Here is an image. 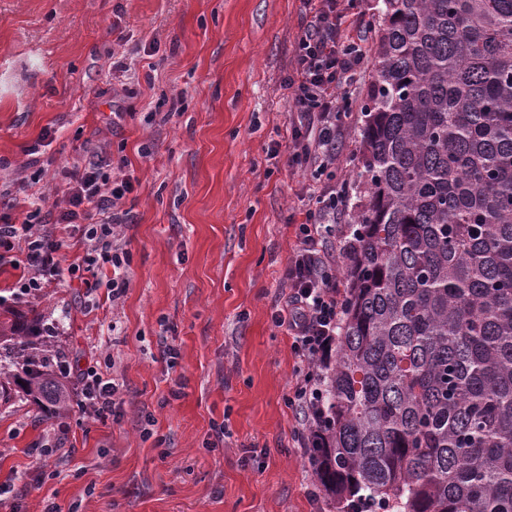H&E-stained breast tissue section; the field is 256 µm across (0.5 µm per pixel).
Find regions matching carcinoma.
I'll return each mask as SVG.
<instances>
[{
  "label": "carcinoma",
  "mask_w": 512,
  "mask_h": 512,
  "mask_svg": "<svg viewBox=\"0 0 512 512\" xmlns=\"http://www.w3.org/2000/svg\"><path fill=\"white\" fill-rule=\"evenodd\" d=\"M344 308L306 451L337 512H512V0H382ZM35 308L0 400L71 411Z\"/></svg>",
  "instance_id": "carcinoma-1"
}]
</instances>
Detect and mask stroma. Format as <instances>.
Instances as JSON below:
<instances>
[{
    "label": "stroma",
    "instance_id": "obj_1",
    "mask_svg": "<svg viewBox=\"0 0 512 512\" xmlns=\"http://www.w3.org/2000/svg\"><path fill=\"white\" fill-rule=\"evenodd\" d=\"M305 22L301 0H0V197L51 207L55 172L94 155L137 180L119 303L101 288L84 308L78 278L25 294L23 266L0 265V296L37 304L70 372L114 358L123 401L103 422L73 407L59 466L36 448L61 423L0 403V486L21 512H335L309 494L289 403L303 366L272 322L311 186L288 167L284 88ZM374 70L370 41L340 182L360 170Z\"/></svg>",
    "mask_w": 512,
    "mask_h": 512
}]
</instances>
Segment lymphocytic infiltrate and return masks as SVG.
Returning a JSON list of instances; mask_svg holds the SVG:
<instances>
[{"instance_id": "1", "label": "lymphocytic infiltrate", "mask_w": 512, "mask_h": 512, "mask_svg": "<svg viewBox=\"0 0 512 512\" xmlns=\"http://www.w3.org/2000/svg\"><path fill=\"white\" fill-rule=\"evenodd\" d=\"M310 20L298 35L295 67L285 86L291 91L289 107L303 122L291 126L290 167H313L326 183L309 195L297 227L296 244L283 271L288 293L272 315L276 327L286 329L305 372L297 379L293 401L301 425L296 430L301 447L311 445L322 399L318 370L332 356L341 318V289L336 278L335 254L327 249L336 242L347 252L348 242L336 237V217L346 209L348 186L336 183V141L340 133L337 104H350L351 91L360 80L366 57L358 43L348 41L347 12L337 0H302ZM131 176L111 177L102 161L63 167L52 209L18 208L13 200L0 202V251H21L26 276L23 291H35L43 282L63 274L97 277L104 269L112 275L104 283L112 299H121L129 286V254L119 229L129 223L120 208L132 193ZM75 229L84 246L77 262L67 263L63 230ZM338 251V252H339ZM84 397L82 410L101 420L116 410L118 385L109 371L95 366L81 370L75 380Z\"/></svg>"}]
</instances>
